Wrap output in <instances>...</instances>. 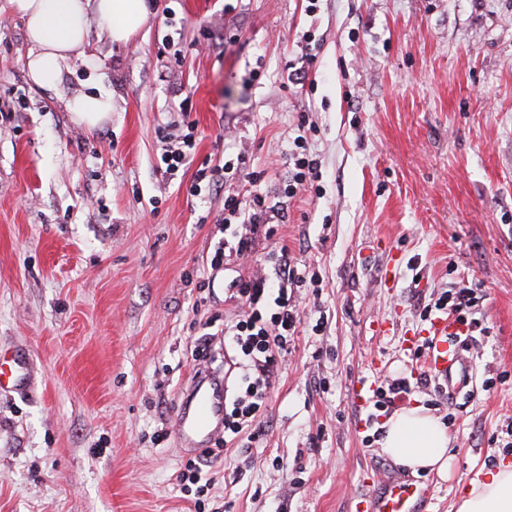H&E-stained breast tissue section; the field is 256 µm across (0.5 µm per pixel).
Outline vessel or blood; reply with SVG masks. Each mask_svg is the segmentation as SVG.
Returning <instances> with one entry per match:
<instances>
[{
    "label": "vessel or blood",
    "instance_id": "vessel-or-blood-1",
    "mask_svg": "<svg viewBox=\"0 0 512 512\" xmlns=\"http://www.w3.org/2000/svg\"><path fill=\"white\" fill-rule=\"evenodd\" d=\"M468 325L454 317L440 314L430 321L426 331L427 358L425 368L448 387L449 398L472 379V367L463 355V338ZM30 366L26 357H0V392L23 393L29 388ZM224 420V382L203 374L189 387L174 415V431L180 443L196 448L211 442ZM430 493L415 482L400 478L382 480L379 489L359 505V512H423Z\"/></svg>",
    "mask_w": 512,
    "mask_h": 512
}]
</instances>
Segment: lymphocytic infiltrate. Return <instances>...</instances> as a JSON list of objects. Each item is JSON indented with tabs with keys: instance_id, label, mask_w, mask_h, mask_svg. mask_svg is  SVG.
Instances as JSON below:
<instances>
[{
	"instance_id": "obj_1",
	"label": "lymphocytic infiltrate",
	"mask_w": 512,
	"mask_h": 512,
	"mask_svg": "<svg viewBox=\"0 0 512 512\" xmlns=\"http://www.w3.org/2000/svg\"><path fill=\"white\" fill-rule=\"evenodd\" d=\"M309 130V125L298 124L288 151L283 193L290 198L321 191L320 164L310 152ZM157 139L166 172L177 173L196 148L195 125L187 120L177 131L158 128ZM245 178L246 195L239 199L231 194L224 202L223 223L235 227L234 239L218 243L211 259L212 266L223 268L229 298L237 305L221 330L224 376L235 386L224 400V439L228 442L259 438L258 416L278 375V360L287 353L301 324L297 291L320 285L317 272L305 258L292 256L284 248L258 252L257 239L272 240L277 230L268 222L264 171L247 172ZM248 261L256 271L245 280L238 276L237 266Z\"/></svg>"
}]
</instances>
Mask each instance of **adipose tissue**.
Instances as JSON below:
<instances>
[{"label": "adipose tissue", "mask_w": 512, "mask_h": 512, "mask_svg": "<svg viewBox=\"0 0 512 512\" xmlns=\"http://www.w3.org/2000/svg\"><path fill=\"white\" fill-rule=\"evenodd\" d=\"M26 20L31 45L27 69L32 82L57 88L64 70L79 56L91 26L104 28L117 44L130 42L145 25L146 0H10ZM73 121L95 129L110 120L113 100L105 92L81 93L68 103ZM447 427L424 408L396 411L385 425L382 452L411 474H444L450 457ZM456 512H512V462L479 470L456 499Z\"/></svg>", "instance_id": "ef3b65f1"}]
</instances>
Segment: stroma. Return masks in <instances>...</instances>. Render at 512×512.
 <instances>
[{"instance_id":"stroma-1","label":"stroma","mask_w":512,"mask_h":512,"mask_svg":"<svg viewBox=\"0 0 512 512\" xmlns=\"http://www.w3.org/2000/svg\"><path fill=\"white\" fill-rule=\"evenodd\" d=\"M152 2L128 44L92 28L48 90L0 0V353L31 367L27 392L0 393V512H355L381 477L409 476L353 400L375 363L448 426L446 473L418 482L427 512H453L512 457V0ZM100 88L111 121L75 124L67 100ZM185 100L197 146L171 176L155 131ZM305 118L322 195L284 200ZM240 155L282 209L277 245L321 285L299 291L259 440L188 451L171 431L195 340L231 308L211 266L224 193L189 188ZM462 280L478 287L477 378L452 402L418 382L419 313ZM204 457L199 507L176 477Z\"/></svg>"}]
</instances>
